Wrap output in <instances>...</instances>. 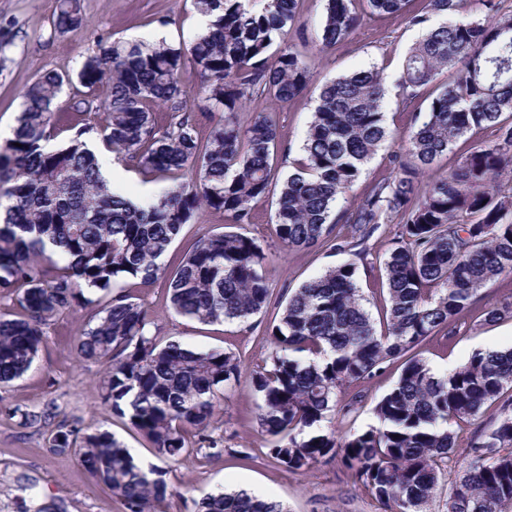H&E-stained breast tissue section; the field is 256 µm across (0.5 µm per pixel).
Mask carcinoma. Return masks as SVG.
<instances>
[{"label": "carcinoma", "instance_id": "cac0c4a2", "mask_svg": "<svg viewBox=\"0 0 512 512\" xmlns=\"http://www.w3.org/2000/svg\"><path fill=\"white\" fill-rule=\"evenodd\" d=\"M297 2L263 0L258 9L255 0H194L209 24L188 47L104 45L78 73L81 84L103 92L102 124L71 119L74 135L56 150L45 142L60 121L52 106L64 77L47 71L27 89L13 137L0 143V201H9L0 215V297L16 309L11 318L0 315V383L30 369L53 321L92 302L89 295L106 293L109 300L76 344L81 359L106 365L101 402L169 460L192 440L218 457L223 449L205 430L220 387L240 372L238 360L161 342L127 290L162 279L177 314L205 325L244 322L271 302L265 255L254 239L209 234L173 269L162 262L200 210L250 224L255 204L274 192L284 248L331 241L338 252L363 244L396 217L402 231L384 261L383 324L369 315L350 260L280 304L267 327L272 350L251 374L261 399L259 427L274 440L271 457L290 470L340 458L384 512H424L440 490V463L463 452L472 462L451 485L447 512H506L512 508V349L477 352L442 375L410 351L432 336H451L479 291L512 275V201L499 195L502 178L512 180V122L501 120L512 115V14L503 12L502 0H485L482 21L454 18L462 0H425L423 14L407 9L411 0H327L322 51L348 38L367 13L402 15L424 30L403 65L400 89L408 98L464 61L415 113L393 175L344 210L350 236L339 237L331 220L337 202L393 137L383 112V70H356L324 86L304 157L279 184L275 119L260 112L240 121L253 100L285 104L309 82L306 56L288 45L271 51L295 21ZM432 15L442 21L428 24ZM82 24L78 0H58L55 28L75 32ZM187 66L200 76L195 96L224 112L205 139L181 83ZM160 109L171 117L165 127L158 124ZM488 128L494 140L422 188L421 176L457 140ZM93 135L146 171L173 176L175 184L146 205L133 203L101 176L86 142ZM48 244L62 260L46 253ZM397 361L399 377L375 406L378 426L345 438L313 432L335 409L338 391ZM486 416L497 419L491 430L483 426ZM466 426L468 444L460 449ZM50 450L77 454L127 512H157L168 496L163 472L136 462L106 430L60 424ZM196 512L284 510L239 490L200 499Z\"/></svg>", "mask_w": 512, "mask_h": 512}]
</instances>
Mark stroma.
Instances as JSON below:
<instances>
[{
    "mask_svg": "<svg viewBox=\"0 0 512 512\" xmlns=\"http://www.w3.org/2000/svg\"><path fill=\"white\" fill-rule=\"evenodd\" d=\"M57 0H0V25L11 26L15 38L0 51V124L15 126L26 89L46 71L68 76L55 110L62 117L47 142L49 148L65 146L72 132L66 122L86 102L87 114H95L88 93L75 77L85 59L110 42H153L163 35L173 47L188 45L198 34V11L193 0H80L84 25L79 32L61 33L53 26ZM326 11V0H298V22L287 35L296 49L310 55L311 78L305 92L277 109L284 152L278 158L280 176L293 171L300 159L305 132L312 120L322 87L340 75L376 66L386 76L385 121L405 131L413 113L430 101L428 89L413 100L399 91V80L409 49L418 40L419 27L402 16L364 18L351 37L322 52L315 41ZM394 149L381 147L365 173L339 201V208L359 202L375 180L390 176ZM112 188L140 202L167 190V178L145 173L132 159L112 161ZM230 217L220 212L200 213L170 248L165 262L175 265L199 237L230 227ZM268 257L266 276L274 295L299 288L326 269L347 261V254L327 245L284 251L277 237L274 212L267 202L255 207L253 223L241 226ZM401 226L392 221L367 242L357 257L358 284L373 288L383 273V262L394 248ZM133 297L149 315V330L163 340H175L198 350L233 353L241 363L238 380L226 384L206 433L218 441L223 453L208 459L192 453L179 461L159 459L152 445L127 420L104 407L100 399L102 364L77 358L74 344L81 328L95 312V305H81L51 324L45 342L31 368L21 378L0 384V512H126L81 466L77 457L51 452L47 438L59 423L85 431L105 429L126 446L135 460L157 465L164 473L169 495L159 512H196L195 504L209 494L247 490L269 501L281 503L286 512H384L376 500L363 494L340 460L316 465L307 471H292L269 454V443L258 427L260 398L251 382V372L271 350L265 334L277 314L269 306L246 322L204 325L182 317L171 308L163 282L137 288ZM502 309L500 320L489 323L484 312ZM512 347V278L483 288L473 307L455 324L452 336H436L422 348L428 366L443 373L468 361L476 352ZM400 368L386 366L370 379L344 391L341 401L353 392L363 399L350 412L335 411L317 424V431L345 437L376 425L375 405L398 379ZM53 410L47 422L25 423L24 413Z\"/></svg>",
    "mask_w": 512,
    "mask_h": 512,
    "instance_id": "35a3bbf8",
    "label": "stroma"
}]
</instances>
